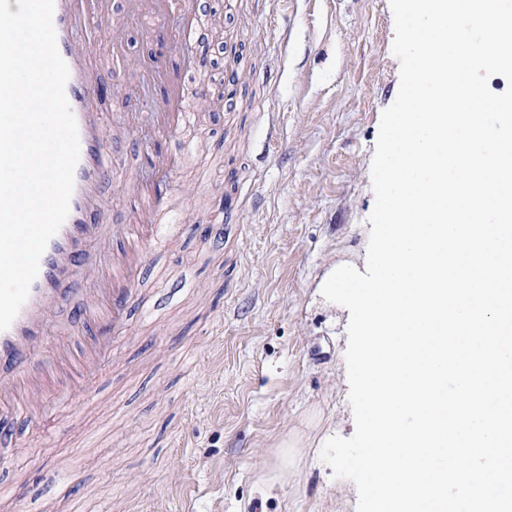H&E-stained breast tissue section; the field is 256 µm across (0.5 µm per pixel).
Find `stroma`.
Here are the masks:
<instances>
[{
    "instance_id": "35a3bbf8",
    "label": "stroma",
    "mask_w": 512,
    "mask_h": 512,
    "mask_svg": "<svg viewBox=\"0 0 512 512\" xmlns=\"http://www.w3.org/2000/svg\"><path fill=\"white\" fill-rule=\"evenodd\" d=\"M193 49L168 53V80L207 87L199 124L163 140L173 177L174 242L152 249L128 300L129 331L104 358L92 396L9 421L0 485L21 512H356L357 489L333 478L320 440L355 431L345 364L350 312L319 288L342 263L366 269L371 167L395 100L389 0H195ZM124 57H93L118 167L109 224L129 221L124 179L159 141L123 129L161 104L140 85L159 38L112 0ZM252 68L234 95V66ZM291 441L292 449L279 446ZM31 456H24V449Z\"/></svg>"
}]
</instances>
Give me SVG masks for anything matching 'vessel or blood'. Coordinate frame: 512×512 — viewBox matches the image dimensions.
Here are the masks:
<instances>
[{
  "mask_svg": "<svg viewBox=\"0 0 512 512\" xmlns=\"http://www.w3.org/2000/svg\"><path fill=\"white\" fill-rule=\"evenodd\" d=\"M132 10L148 19H161L171 12H188L191 0H127ZM112 0H55L53 23L58 50L69 68L65 92L78 125L80 158L74 172L69 214L50 239L29 296L7 330L0 331V415L17 412L36 414L46 393L64 400L68 394L54 389L59 377L76 370L96 377L99 358L125 335L128 327L127 298L147 261L148 243H164V221L170 212L167 185L179 165L176 157L153 151L148 166L150 181H130L126 196L131 202L133 236L109 266H93L87 260L90 240L104 239L111 231L99 209V200L112 179V158L107 151V128L95 107L96 85L88 61L101 48L118 46L120 32L112 23ZM210 99L199 93L186 103L181 88L167 84L162 106L153 114L155 127L175 135L193 113L207 111ZM86 278L94 281L77 318L92 338L90 347L73 352L51 342V313L64 299L63 284ZM50 357L33 365L41 350Z\"/></svg>",
  "mask_w": 512,
  "mask_h": 512,
  "instance_id": "vessel-or-blood-1",
  "label": "vessel or blood"
}]
</instances>
